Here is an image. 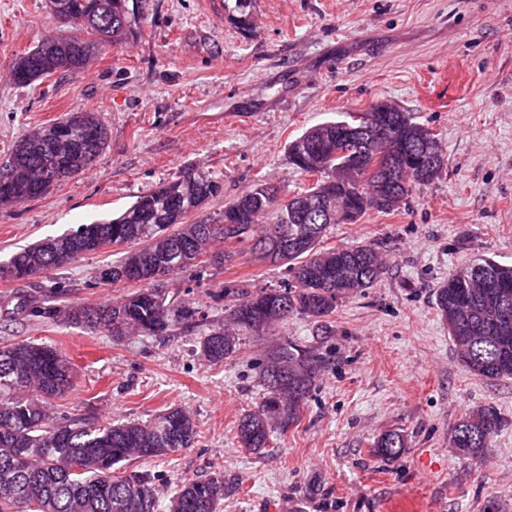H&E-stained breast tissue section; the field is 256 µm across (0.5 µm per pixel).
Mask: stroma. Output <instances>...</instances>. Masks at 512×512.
<instances>
[{
    "label": "stroma",
    "instance_id": "1",
    "mask_svg": "<svg viewBox=\"0 0 512 512\" xmlns=\"http://www.w3.org/2000/svg\"><path fill=\"white\" fill-rule=\"evenodd\" d=\"M133 35L102 47L79 73L27 87L12 61L51 36L46 0H0V166L23 135L79 109L109 130L102 156L82 174L20 205H0V262L18 247L111 218L137 197L190 170L220 181L202 213L262 179L288 198L307 186L289 142L339 112L377 102L432 129L445 155L434 183L389 213L330 228L325 246L375 244L386 266L374 288L340 304L331 332L295 316L243 338L224 363L204 361L201 336L119 339L54 319L7 318L18 299L53 307L95 305L131 292L98 285L117 259L111 246L48 281L0 280V344L27 340L67 353L75 386L57 415L98 424L189 412L192 447L136 459L120 476H151L160 499L186 478L223 477L219 512H512V379H481L455 357L434 290L469 261L512 264V0H252L242 31L236 0H143ZM285 267L239 253L224 267H191L165 287L224 323L227 282L276 287ZM315 346L325 361L300 421L275 429L264 454L241 447L237 425L262 396L257 364L284 340ZM492 407L502 426L478 457L459 456L451 429ZM404 434L397 460L373 442Z\"/></svg>",
    "mask_w": 512,
    "mask_h": 512
}]
</instances>
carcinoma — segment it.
<instances>
[{
	"label": "carcinoma",
	"mask_w": 512,
	"mask_h": 512,
	"mask_svg": "<svg viewBox=\"0 0 512 512\" xmlns=\"http://www.w3.org/2000/svg\"><path fill=\"white\" fill-rule=\"evenodd\" d=\"M74 10L71 23L78 33L50 38L18 56L9 79L29 86L45 70L75 73L85 68L99 46L121 44L132 34L134 10L129 0H67ZM67 113L70 141L60 144L43 136L41 126L17 140L8 166L14 184L1 203L23 204L45 194V163L63 160L82 173L103 153L108 128L88 111ZM377 116L397 126L412 155L400 162L402 176L386 192L380 175L371 170L374 157L393 142L372 134L347 147L337 144L336 131L345 125H366ZM427 128L406 112H385L380 103L354 115L311 126L288 145L291 165L316 182L285 199L277 187L256 183L216 217L194 221L222 185L205 172L192 170L141 196L119 216L80 224L68 233L27 245L0 263V279L30 280L62 269L90 254L86 245L124 248L107 266L112 275L104 285L128 282L140 269L152 279L172 276L202 264L221 267L244 248L263 260L278 253L291 280L282 288H258L239 282L224 286L225 324L202 331L200 351L208 363H221L237 350L243 335L260 336L274 324L302 315L324 322L345 300L374 287L384 264L372 243L322 246L335 224H355L370 210L388 213L412 192L438 179L442 169L426 175L417 158L424 150ZM508 292L496 298L486 284ZM435 305L448 326L454 353L473 375L512 378V265L479 258L448 275L435 289ZM57 310L36 298L15 305L12 314L52 317ZM66 320L116 337L130 333L170 336L172 331L206 325L204 310L159 288H138L115 302L71 306ZM321 370L311 347L283 341L268 356L262 370L265 393L256 408L238 423L242 447L260 454L275 427L297 423L307 396ZM73 386V369L59 349L31 341L0 345V512H157V488L146 476L118 478L112 469L137 458L165 457L192 447L197 436L193 418L170 408L147 422L96 425L58 417L52 401ZM502 424L491 408L472 411L453 426L452 447L476 457L491 446ZM407 448L404 435L390 432L374 442L375 454L399 458ZM226 488L220 477L187 478L169 497L167 512H217Z\"/></svg>",
	"instance_id": "1"
}]
</instances>
